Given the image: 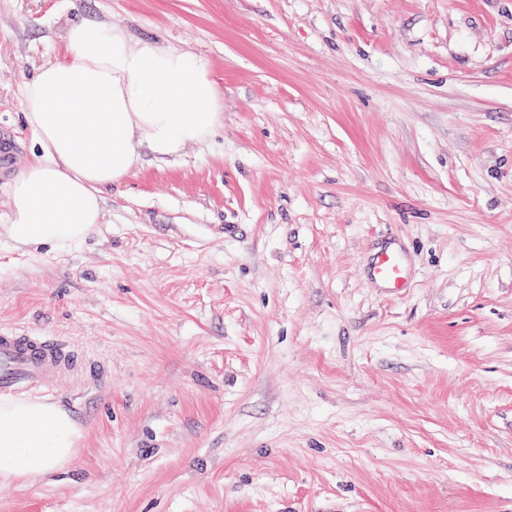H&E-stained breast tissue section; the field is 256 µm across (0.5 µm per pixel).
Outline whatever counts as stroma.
<instances>
[{
	"label": "stroma",
	"mask_w": 512,
	"mask_h": 512,
	"mask_svg": "<svg viewBox=\"0 0 512 512\" xmlns=\"http://www.w3.org/2000/svg\"><path fill=\"white\" fill-rule=\"evenodd\" d=\"M77 15L206 61L224 120L78 247L0 230V330L86 367L42 395L75 453L0 512H512V0H0L15 166ZM368 275L388 295L400 293L410 283L407 259L396 248H384L375 253L368 266Z\"/></svg>",
	"instance_id": "stroma-1"
}]
</instances>
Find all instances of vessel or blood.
I'll use <instances>...</instances> for the list:
<instances>
[{
  "mask_svg": "<svg viewBox=\"0 0 512 512\" xmlns=\"http://www.w3.org/2000/svg\"><path fill=\"white\" fill-rule=\"evenodd\" d=\"M368 275L390 295L400 293L410 283L407 259L396 248L375 253ZM81 372L62 340L32 331H0V394L39 392Z\"/></svg>",
  "mask_w": 512,
  "mask_h": 512,
  "instance_id": "b4317fda",
  "label": "vessel or blood"
}]
</instances>
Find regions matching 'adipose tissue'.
Segmentation results:
<instances>
[{"label":"adipose tissue","instance_id":"obj_1","mask_svg":"<svg viewBox=\"0 0 512 512\" xmlns=\"http://www.w3.org/2000/svg\"><path fill=\"white\" fill-rule=\"evenodd\" d=\"M61 40L22 86L36 148L7 187L0 226L24 248L81 245L102 220L103 190L130 176L141 147L160 160L179 155L223 119L208 64L187 51L84 18ZM79 431L58 404L0 398V477L34 479L63 464Z\"/></svg>","mask_w":512,"mask_h":512}]
</instances>
